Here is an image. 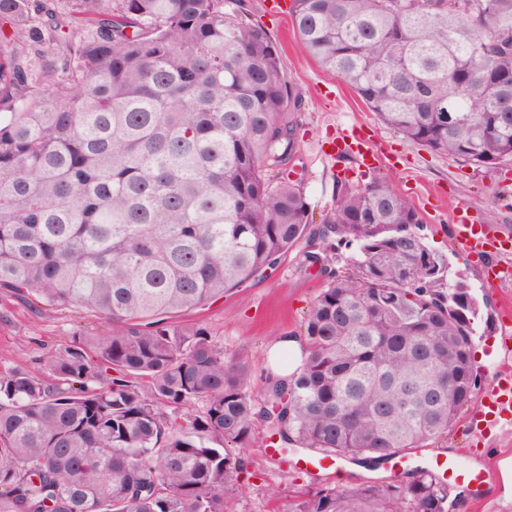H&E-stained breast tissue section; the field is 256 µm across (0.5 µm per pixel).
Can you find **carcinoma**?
I'll use <instances>...</instances> for the list:
<instances>
[{"mask_svg": "<svg viewBox=\"0 0 512 512\" xmlns=\"http://www.w3.org/2000/svg\"><path fill=\"white\" fill-rule=\"evenodd\" d=\"M301 43L408 141L512 163V0H292ZM303 100L243 0H0V288L110 325L48 375L0 370V512H229L263 441L370 461L435 441L482 389L478 299L389 184L293 180ZM325 288L266 375L166 319L301 240ZM355 246L340 259L333 241ZM115 372L109 376L107 371ZM448 378L436 400L429 388ZM203 410L192 409L196 402ZM290 512H448L417 470Z\"/></svg>", "mask_w": 512, "mask_h": 512, "instance_id": "obj_1", "label": "carcinoma"}]
</instances>
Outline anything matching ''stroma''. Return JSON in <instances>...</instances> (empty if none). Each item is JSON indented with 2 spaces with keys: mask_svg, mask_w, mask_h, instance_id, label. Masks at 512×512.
<instances>
[{
  "mask_svg": "<svg viewBox=\"0 0 512 512\" xmlns=\"http://www.w3.org/2000/svg\"><path fill=\"white\" fill-rule=\"evenodd\" d=\"M276 1L281 4L277 11L272 8ZM245 3L278 45L288 77L304 100L297 169L304 176L315 220L330 214L337 180L356 185L375 178L388 182L415 206L430 249L447 256L453 271L466 275L482 316L493 321V330L483 332L475 343V360L485 382H492L495 370H512V349L502 345L505 330L512 327V287L496 290L485 285L483 263L471 260L463 250L452 224L453 211L465 202L473 223L497 224L512 235V205L501 201L503 195H512V186L502 184L503 179H512V170L478 168L405 140L384 126L339 76L322 69L305 52L293 29L291 0ZM352 126L364 127L383 141L386 164L368 168L357 154L332 156L331 140ZM303 251V245H296L276 269L202 309L176 317V324L205 328L226 358L247 361L253 381H260L272 367V348L283 337L300 336L307 311L325 286L318 268L304 263ZM103 328V321L86 311L34 304L15 289L0 288L2 368L45 370L76 330L93 335ZM469 418V413H462L446 436L431 443V450L493 473L503 461H512V424L499 426L486 446L474 448ZM234 454L243 463L230 495L234 512H289L295 491L314 483L353 487L396 481L383 464L351 461L344 473L330 470L312 477L293 463L267 458L260 446L238 448ZM502 486L495 475L480 488L452 484L448 512H512V505L503 501Z\"/></svg>",
  "mask_w": 512,
  "mask_h": 512,
  "instance_id": "1",
  "label": "stroma"
}]
</instances>
